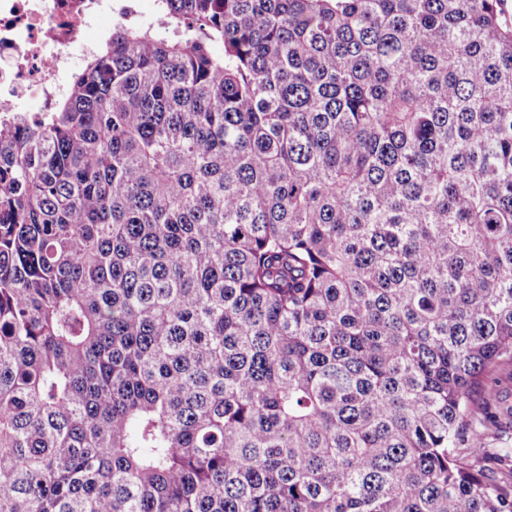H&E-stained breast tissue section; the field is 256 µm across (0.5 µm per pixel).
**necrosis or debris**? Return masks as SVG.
<instances>
[{
  "mask_svg": "<svg viewBox=\"0 0 512 512\" xmlns=\"http://www.w3.org/2000/svg\"><path fill=\"white\" fill-rule=\"evenodd\" d=\"M118 0H0V122L36 99L49 105L112 30Z\"/></svg>",
  "mask_w": 512,
  "mask_h": 512,
  "instance_id": "necrosis-or-debris-1",
  "label": "necrosis or debris"
}]
</instances>
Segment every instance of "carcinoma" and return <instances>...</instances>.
Returning <instances> with one entry per match:
<instances>
[{
  "instance_id": "cac0c4a2",
  "label": "carcinoma",
  "mask_w": 512,
  "mask_h": 512,
  "mask_svg": "<svg viewBox=\"0 0 512 512\" xmlns=\"http://www.w3.org/2000/svg\"><path fill=\"white\" fill-rule=\"evenodd\" d=\"M503 0H159L0 128V512H512Z\"/></svg>"
}]
</instances>
